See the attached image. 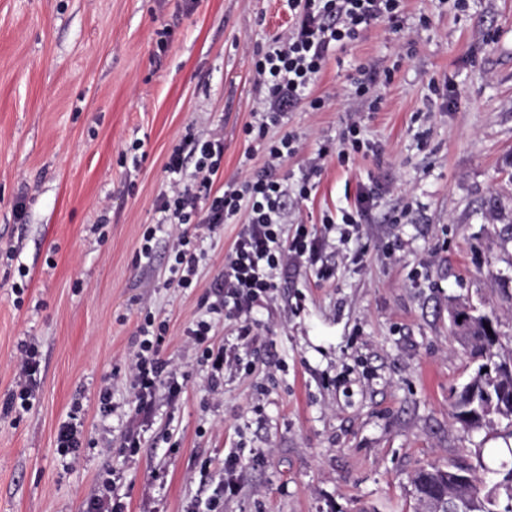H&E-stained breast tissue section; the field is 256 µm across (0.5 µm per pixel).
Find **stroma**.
Listing matches in <instances>:
<instances>
[{
	"mask_svg": "<svg viewBox=\"0 0 512 512\" xmlns=\"http://www.w3.org/2000/svg\"><path fill=\"white\" fill-rule=\"evenodd\" d=\"M406 13L401 31L370 26L330 60L314 91L335 106L288 115L308 146L285 171L319 167L293 223L380 191L359 238H331L333 275L282 277L242 345L206 301L235 225L199 233L194 288L167 287L168 237L150 265L134 255L185 132L222 138L223 176H240L250 50L289 28L285 0H0V512H87L106 479L126 512H203L233 450L237 491L222 512H415L418 469L474 462L478 448L512 460V437L453 419L477 364L448 334L451 304L470 300L512 350V0H407ZM369 60L377 112L345 96ZM353 112L381 154L316 162ZM145 308L166 321L161 357L185 382L142 418L128 363ZM205 318L238 356L218 394L188 334ZM30 342L42 378L16 420L5 405ZM75 404L85 440L69 464L56 435Z\"/></svg>",
	"mask_w": 512,
	"mask_h": 512,
	"instance_id": "1",
	"label": "stroma"
}]
</instances>
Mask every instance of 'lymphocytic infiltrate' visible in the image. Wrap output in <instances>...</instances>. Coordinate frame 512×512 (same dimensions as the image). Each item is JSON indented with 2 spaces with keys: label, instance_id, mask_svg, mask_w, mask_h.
Returning a JSON list of instances; mask_svg holds the SVG:
<instances>
[{
  "label": "lymphocytic infiltrate",
  "instance_id": "1",
  "mask_svg": "<svg viewBox=\"0 0 512 512\" xmlns=\"http://www.w3.org/2000/svg\"><path fill=\"white\" fill-rule=\"evenodd\" d=\"M293 25L252 51L253 81L259 91L252 121L243 125L246 143L241 166L247 174L224 179L221 170L224 143L187 134L168 157L167 193L159 199L160 223L145 225L136 253L137 263L150 264L158 232H173L170 285L189 289L197 285L200 256L196 240L181 232L184 224L210 231L226 224L238 231L225 256L224 277L213 291L210 309L228 313L239 321L237 337L248 341L253 334L251 315L256 307L273 300L278 278L289 270L317 266L327 237L307 225H288L289 207L308 201L314 185L311 174L296 183L281 175L285 161L299 157L305 140L287 128L288 115L299 108L324 112L333 105L329 96H317L313 88L328 62L348 46L358 43L371 25L403 24L404 0H287ZM378 146L362 135L359 117H350L337 140L322 141L318 158L336 156L340 164L355 157L377 154ZM262 160L253 169L254 160ZM194 165L192 179H185L187 165ZM209 321L198 320L189 334L201 347V363L212 388H219L228 356L223 344L212 341ZM167 335L164 323L145 312L138 326L137 349L130 360L136 413L150 414L160 389L179 393L176 371L160 358ZM41 355L35 344L25 345L18 363L16 389L6 408L15 414L28 412L40 382Z\"/></svg>",
  "mask_w": 512,
  "mask_h": 512
}]
</instances>
